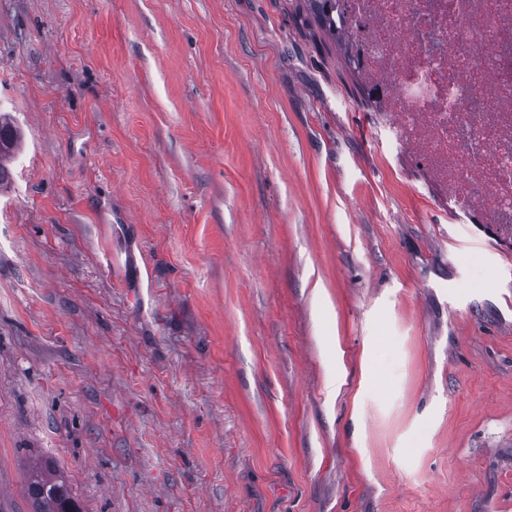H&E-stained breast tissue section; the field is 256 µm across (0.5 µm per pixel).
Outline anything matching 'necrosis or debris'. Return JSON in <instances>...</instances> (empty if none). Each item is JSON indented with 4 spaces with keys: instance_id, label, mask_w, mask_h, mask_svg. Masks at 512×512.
<instances>
[{
    "instance_id": "4bbe7bcc",
    "label": "necrosis or debris",
    "mask_w": 512,
    "mask_h": 512,
    "mask_svg": "<svg viewBox=\"0 0 512 512\" xmlns=\"http://www.w3.org/2000/svg\"><path fill=\"white\" fill-rule=\"evenodd\" d=\"M336 14L400 153L512 243V0H336Z\"/></svg>"
}]
</instances>
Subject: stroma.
Returning a JSON list of instances; mask_svg holds the SVG:
<instances>
[{"label": "stroma", "instance_id": "obj_1", "mask_svg": "<svg viewBox=\"0 0 512 512\" xmlns=\"http://www.w3.org/2000/svg\"><path fill=\"white\" fill-rule=\"evenodd\" d=\"M303 0H0V512H512V250ZM20 133L12 120L5 114H0V183L5 180L6 170L2 164V158L9 153L18 143ZM27 493L32 512H83L80 503L50 461H45L30 473Z\"/></svg>", "mask_w": 512, "mask_h": 512}]
</instances>
